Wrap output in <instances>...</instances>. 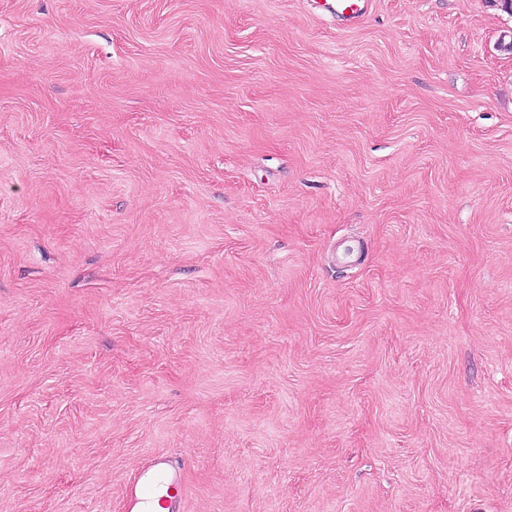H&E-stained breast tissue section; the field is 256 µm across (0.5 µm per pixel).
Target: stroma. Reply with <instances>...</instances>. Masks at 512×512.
Returning <instances> with one entry per match:
<instances>
[{
  "mask_svg": "<svg viewBox=\"0 0 512 512\" xmlns=\"http://www.w3.org/2000/svg\"><path fill=\"white\" fill-rule=\"evenodd\" d=\"M512 512L499 0H0V512ZM317 3V9L341 18L348 25L357 24L367 13L369 0H324ZM181 476L171 473L168 461L158 457L145 464L138 475L128 483L125 490V512H152L156 501L162 500L160 491L169 495L170 490L182 499L185 487Z\"/></svg>",
  "mask_w": 512,
  "mask_h": 512,
  "instance_id": "1",
  "label": "stroma"
}]
</instances>
